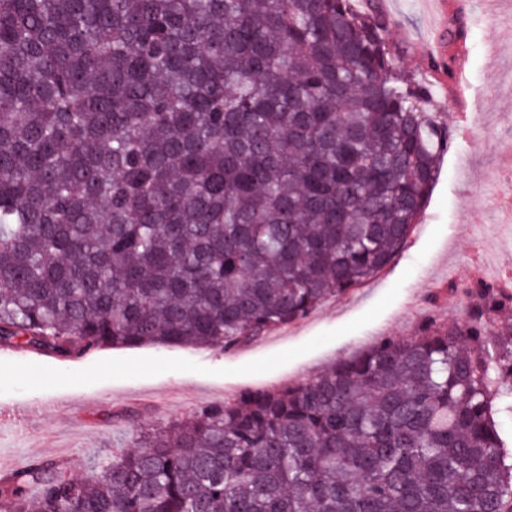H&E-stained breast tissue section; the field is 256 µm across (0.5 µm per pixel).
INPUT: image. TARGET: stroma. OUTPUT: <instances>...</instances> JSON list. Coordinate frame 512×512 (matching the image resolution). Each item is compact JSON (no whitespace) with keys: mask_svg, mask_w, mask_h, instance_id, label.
Wrapping results in <instances>:
<instances>
[{"mask_svg":"<svg viewBox=\"0 0 512 512\" xmlns=\"http://www.w3.org/2000/svg\"><path fill=\"white\" fill-rule=\"evenodd\" d=\"M356 0L382 5L399 66L432 87L436 118L452 125L444 63L465 54L472 96L467 139L441 155L435 186L391 264L362 287L307 317L222 352L143 345L62 361L0 348V457L69 461L83 477L128 434L189 419L201 408L256 390L311 380L385 338L420 335L424 322L464 319L461 290L482 263L512 272V222L497 209L496 173L512 154V0ZM434 60L417 43L434 32Z\"/></svg>","mask_w":512,"mask_h":512,"instance_id":"stroma-1","label":"stroma"}]
</instances>
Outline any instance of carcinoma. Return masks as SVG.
<instances>
[{
    "label": "carcinoma",
    "mask_w": 512,
    "mask_h": 512,
    "mask_svg": "<svg viewBox=\"0 0 512 512\" xmlns=\"http://www.w3.org/2000/svg\"><path fill=\"white\" fill-rule=\"evenodd\" d=\"M428 98L352 0H0V347L230 351L362 286L451 142ZM466 295L0 512H512V292Z\"/></svg>",
    "instance_id": "obj_1"
}]
</instances>
